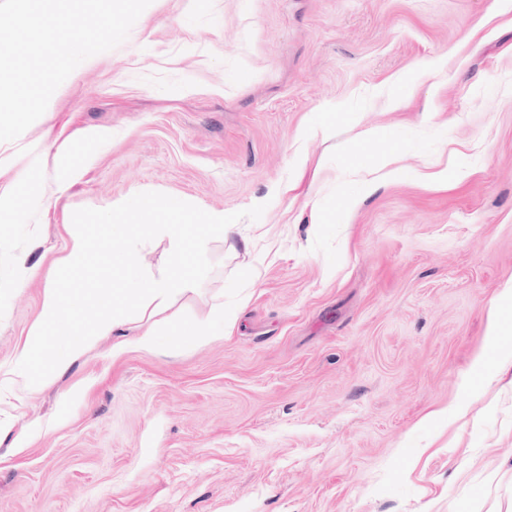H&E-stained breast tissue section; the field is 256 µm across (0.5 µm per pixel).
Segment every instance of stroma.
Listing matches in <instances>:
<instances>
[{
    "mask_svg": "<svg viewBox=\"0 0 512 512\" xmlns=\"http://www.w3.org/2000/svg\"><path fill=\"white\" fill-rule=\"evenodd\" d=\"M206 212L204 322L6 379L76 209ZM0 512H512V385L472 370L512 286V0H152L0 142ZM442 419L427 421L428 413Z\"/></svg>",
    "mask_w": 512,
    "mask_h": 512,
    "instance_id": "35a3bbf8",
    "label": "stroma"
}]
</instances>
